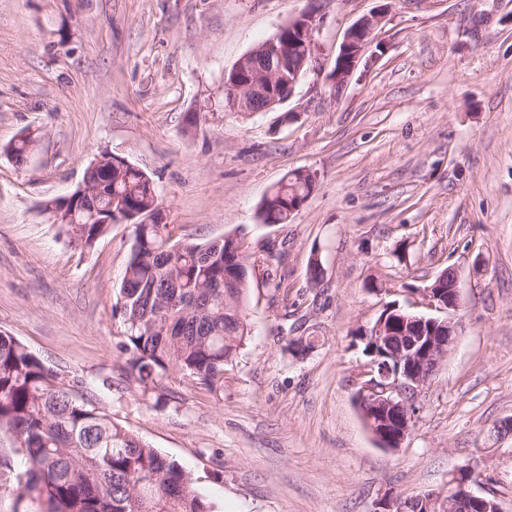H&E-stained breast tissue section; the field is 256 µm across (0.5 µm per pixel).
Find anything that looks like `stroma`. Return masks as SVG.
<instances>
[{"instance_id":"35a3bbf8","label":"stroma","mask_w":512,"mask_h":512,"mask_svg":"<svg viewBox=\"0 0 512 512\" xmlns=\"http://www.w3.org/2000/svg\"><path fill=\"white\" fill-rule=\"evenodd\" d=\"M317 4L328 69L380 0ZM310 5L0 0V332L190 472L214 512H371L389 491H446L468 463L512 512V434H495L512 418V0H391L341 96L320 69L284 103L291 122L225 107V73ZM191 112L206 120L188 135ZM28 131L40 139L20 167L4 149ZM106 150L148 174L177 239L235 233L259 261L223 391L130 376L113 306L132 225L81 248L41 209ZM298 170L316 182L307 202L259 223ZM448 267L459 341L403 447L381 448L356 404V332L390 302L426 311L422 290ZM297 322L320 339L302 358L285 349Z\"/></svg>"}]
</instances>
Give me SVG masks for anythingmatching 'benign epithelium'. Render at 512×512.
Segmentation results:
<instances>
[{"label": "benign epithelium", "mask_w": 512, "mask_h": 512, "mask_svg": "<svg viewBox=\"0 0 512 512\" xmlns=\"http://www.w3.org/2000/svg\"><path fill=\"white\" fill-rule=\"evenodd\" d=\"M388 11L389 6L383 5L359 18L346 30L331 70L324 73L325 84L332 95L342 94L348 86ZM316 30L314 9L291 18L288 31L297 37L282 41L277 35L251 49L236 67L248 76L247 82L241 84L236 79L224 82L225 95L237 101L241 91L247 89L254 98L264 102L261 111L269 112L279 104L272 87L283 71L289 69L293 78L288 80L283 93L284 100H289L302 69L312 70L317 64ZM444 280L448 281L447 295L439 292ZM423 294L427 305L442 316L408 309L401 312L398 305L390 304L385 307L386 313L360 334V340L368 345L366 355L371 360L360 371L356 401L367 429L382 448L396 450L402 447L415 425L418 395L432 381L460 336L461 322L454 316L462 304L457 271L448 269V278L438 277L435 284L423 289ZM397 324L411 325L413 335L409 336L406 350L390 361L385 347ZM472 470L474 466L467 464L453 473L445 495L436 491L418 495L423 512H461L465 503L479 512H501L496 497L477 495L471 485L461 481V475Z\"/></svg>", "instance_id": "benign-epithelium-1"}]
</instances>
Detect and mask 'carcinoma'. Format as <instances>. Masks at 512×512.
Instances as JSON below:
<instances>
[{
  "instance_id": "obj_1",
  "label": "carcinoma",
  "mask_w": 512,
  "mask_h": 512,
  "mask_svg": "<svg viewBox=\"0 0 512 512\" xmlns=\"http://www.w3.org/2000/svg\"><path fill=\"white\" fill-rule=\"evenodd\" d=\"M28 134L9 145L23 165L37 145ZM84 182L97 194L60 223L69 241L91 247L108 230L94 216L107 210L134 227V242L118 289L115 312L124 325L127 367L143 383L174 371L210 389L248 336L245 301L256 260L236 235L216 244L174 240L158 221L160 201L148 175L131 165L87 167ZM315 189V180L286 177L264 197L263 224H285ZM179 294L181 305L164 300ZM315 344L292 338L285 350L306 356ZM0 473L15 484L0 492L28 496L42 512H214L192 475L158 449L112 421L78 395L76 385L13 336L0 333Z\"/></svg>"
}]
</instances>
